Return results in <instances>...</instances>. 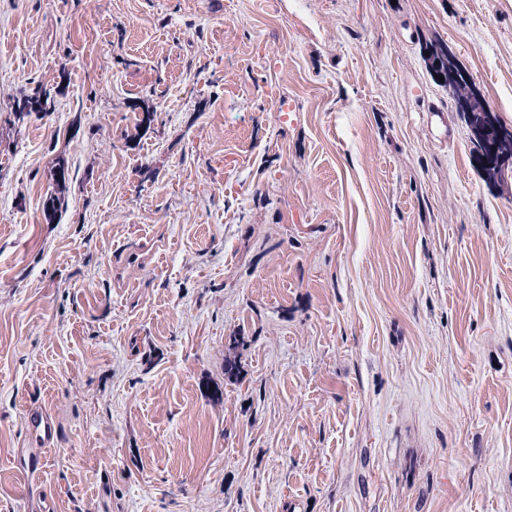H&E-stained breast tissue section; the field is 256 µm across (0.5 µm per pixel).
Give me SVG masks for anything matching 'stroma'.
Segmentation results:
<instances>
[{
	"mask_svg": "<svg viewBox=\"0 0 512 512\" xmlns=\"http://www.w3.org/2000/svg\"><path fill=\"white\" fill-rule=\"evenodd\" d=\"M435 44L512 128V0H0V512H512V177ZM427 60L429 62V66L434 73L445 72L448 73L449 70L457 71L459 76L461 77V81L457 84V95L466 97L470 100V112H469V103L466 100L460 101V112H469L468 114V123L469 126L472 127L476 121L479 119V115L485 112V109L480 107L477 103L478 89L477 84L473 76L469 73L465 74V78L467 83L463 79L461 73L467 72V70L463 67L456 65L453 61L448 58V51L441 46H432L429 50V56H427ZM456 72H449L448 75L440 74L444 77V81H440L444 84V86L448 87V91L451 94H454L455 84L459 80V76ZM469 85V87H468ZM470 88V90H469ZM473 95H471V93ZM51 99L52 97L50 91H47V89L43 88H39L31 94L24 95L15 102L13 112H11L14 122L23 121L25 117L31 114V107L34 105L51 104L53 100ZM53 185L55 186L54 192L50 194L46 201V210L49 216L54 215L61 206V195L66 190L67 182L69 181L68 168L63 162L58 163L52 173ZM29 426L31 430V447L46 448L54 440L55 428L53 422L43 409L30 411Z\"/></svg>",
	"mask_w": 512,
	"mask_h": 512,
	"instance_id": "obj_1",
	"label": "stroma"
}]
</instances>
